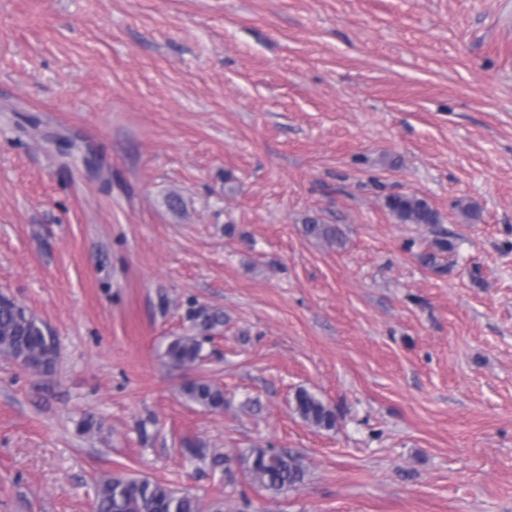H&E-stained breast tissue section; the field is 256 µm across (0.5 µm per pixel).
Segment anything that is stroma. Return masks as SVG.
<instances>
[{
	"mask_svg": "<svg viewBox=\"0 0 512 512\" xmlns=\"http://www.w3.org/2000/svg\"><path fill=\"white\" fill-rule=\"evenodd\" d=\"M0 293L59 350L0 355V512L119 471L202 512H512V0H0ZM386 206L402 224L436 225L440 222L438 212L424 199L407 194H392L386 197ZM194 320L198 330L196 335L179 336L170 341L164 351L168 364L177 370H191L202 358L206 332L220 324L217 313L205 309L195 311ZM180 391L186 401L203 409L218 410L224 407V391L203 378L187 379ZM294 411L315 428L332 429L336 425V414L331 406L308 390L302 389L295 394ZM245 462L252 480L270 494L296 489L303 485L307 470L300 456L274 448H254Z\"/></svg>",
	"mask_w": 512,
	"mask_h": 512,
	"instance_id": "obj_1",
	"label": "stroma"
}]
</instances>
